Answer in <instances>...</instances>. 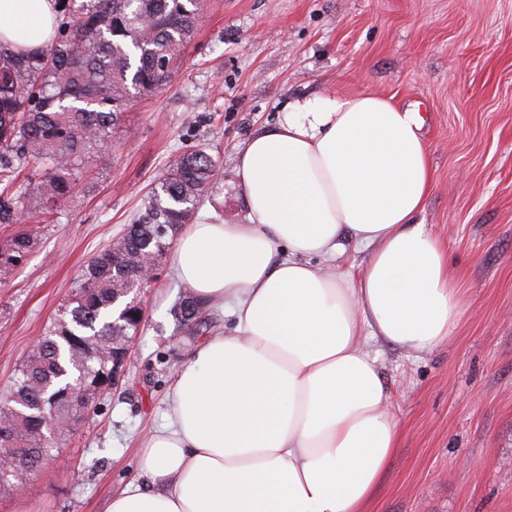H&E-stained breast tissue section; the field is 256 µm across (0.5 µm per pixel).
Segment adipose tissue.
Here are the masks:
<instances>
[{
    "label": "adipose tissue",
    "mask_w": 512,
    "mask_h": 512,
    "mask_svg": "<svg viewBox=\"0 0 512 512\" xmlns=\"http://www.w3.org/2000/svg\"><path fill=\"white\" fill-rule=\"evenodd\" d=\"M55 0H0V43L44 47ZM415 109L376 94L288 103L240 150L247 221L183 225L182 284L233 328L178 368L166 424L104 512H368L400 441L367 338L447 342L462 299L420 222L434 170ZM358 276L337 271L346 243Z\"/></svg>",
    "instance_id": "ef3b65f1"
}]
</instances>
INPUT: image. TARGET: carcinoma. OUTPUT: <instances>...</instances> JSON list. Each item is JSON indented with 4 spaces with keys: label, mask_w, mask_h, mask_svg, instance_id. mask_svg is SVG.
Listing matches in <instances>:
<instances>
[{
    "label": "carcinoma",
    "mask_w": 512,
    "mask_h": 512,
    "mask_svg": "<svg viewBox=\"0 0 512 512\" xmlns=\"http://www.w3.org/2000/svg\"><path fill=\"white\" fill-rule=\"evenodd\" d=\"M52 42L39 51L0 45V225L28 223L0 237V282L24 263L41 241L43 225L58 221L75 202L85 165L103 152L127 102L167 84L185 45L193 38L203 0H56ZM218 175L216 160L202 148L183 152L145 200L133 223L138 239L154 225L169 224V249L178 230L196 218L199 202ZM150 251L130 245L112 255L107 245L81 269L56 317L14 380L17 405L27 416L0 414V456L12 448H41L24 468L33 476L53 445L36 419L35 397L56 392L82 372L89 383L110 386L113 323L121 312L128 278ZM203 305L185 287L172 309L176 324L192 333L202 325ZM57 421L78 418L83 406L61 399Z\"/></svg>",
    "instance_id": "carcinoma-1"
}]
</instances>
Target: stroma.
Masks as SVG:
<instances>
[{
  "mask_svg": "<svg viewBox=\"0 0 512 512\" xmlns=\"http://www.w3.org/2000/svg\"><path fill=\"white\" fill-rule=\"evenodd\" d=\"M366 92L424 118L434 181L421 219L446 241L464 300L447 343L373 348L401 441L370 512H512V0H206L170 82L129 104L75 207L0 284V389L187 147L219 167L201 210L243 224L235 166L248 139L288 101ZM180 294L162 264L121 387L23 492L0 495V512H104L142 481L146 439L199 342L175 330Z\"/></svg>",
  "mask_w": 512,
  "mask_h": 512,
  "instance_id": "1",
  "label": "stroma"
}]
</instances>
